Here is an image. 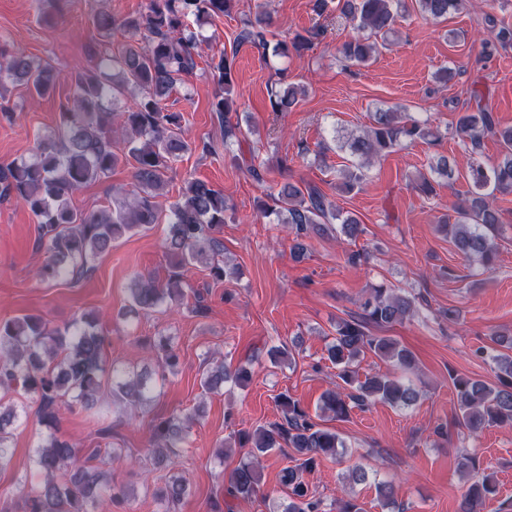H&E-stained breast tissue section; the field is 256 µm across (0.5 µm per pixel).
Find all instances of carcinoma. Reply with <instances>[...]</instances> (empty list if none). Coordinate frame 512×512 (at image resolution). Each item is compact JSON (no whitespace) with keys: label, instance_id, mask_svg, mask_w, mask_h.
<instances>
[{"label":"carcinoma","instance_id":"cac0c4a2","mask_svg":"<svg viewBox=\"0 0 512 512\" xmlns=\"http://www.w3.org/2000/svg\"><path fill=\"white\" fill-rule=\"evenodd\" d=\"M236 5L237 0H147L136 16L118 19L106 12L95 16L102 36L107 38L111 31L121 29L130 43L117 52L104 53L94 67L72 75V99L61 106L59 126L37 137L30 159L0 165V194L20 202L37 219L40 247L47 254L38 269L40 279L84 271L124 236L162 223L166 224L165 249L172 259L168 279L162 283L152 276L135 275L128 288L130 312H154L165 303L183 300V271L189 266L204 268L216 282L236 274L219 259L223 253L219 234L233 211L224 193L205 181L187 179L169 207L161 201L167 196V173L172 164L192 150L181 115L164 110L161 101L196 67L204 37L191 24L200 27L214 18L229 17ZM463 6L464 0H411L409 6L405 0H337L336 8L354 30L339 53L363 65L376 51L374 39L388 38L401 12L411 8L422 19L437 22ZM271 24L270 15L263 10L243 19L235 49L221 50L210 65L218 87L212 110L224 126V152L234 162L239 157L231 153L229 145L242 142L243 137L240 124L232 122V113L238 112L234 95L237 47L249 44L257 48L264 61L271 55L286 59L301 55L322 35L317 27L305 36L297 34L272 43L267 39ZM484 30L488 38L481 42L482 54L512 46V27L494 16L485 17ZM277 77L270 92L271 108L286 112L297 102L301 89L289 81L288 68L278 69ZM5 79L24 85L31 97L43 98L55 91L61 76L23 52L0 50V85ZM456 134L474 151L489 135L502 147L496 163L470 167L469 197L455 205L454 222L444 219L440 224L457 253L490 271L498 255L490 233L500 223L490 198L497 193L512 194V127L499 128L489 106L478 97L474 112L458 119ZM417 139L435 145L441 135L427 121L407 119L390 108L373 113L372 125L359 135L336 134V149H346L352 157L349 165L338 170L339 186L353 191L363 181L364 169L393 148ZM122 161L132 166L134 189L113 197L107 208L77 210L73 195L86 183L107 177ZM268 197L272 204L264 206L262 213L284 218V223L295 227L298 238L310 230L331 231L335 224L350 240L363 233L357 217L342 212L314 186L286 182ZM415 307L416 297L381 285L371 289L360 305L364 321H343L336 326L328 360L351 390L325 392L320 406L323 413L342 420L353 410L376 403L403 409L417 403L419 392L410 381L386 373L360 381L354 369V363L367 351L392 362L403 373L415 369L408 349L392 338L366 332L368 324L402 322ZM104 344L96 318L88 314L62 326L28 314L0 322V389H18L37 403L38 422L49 430L31 459L32 468L43 480L18 488L26 512H112L113 504L131 501L129 486L93 463L98 452L83 459L74 444L53 432L62 412H85L98 404L106 377L112 378V402L129 411L132 420L154 400L152 370L145 367L135 372L116 363L107 366L102 357ZM153 353L158 369L176 370L179 356L171 337H159ZM488 359L497 371L494 385L465 376L451 377L456 421L471 435L490 426H512V354L493 348ZM251 365L248 359L233 369L222 363L204 368L200 379L203 392L218 393L227 383L244 385L251 380ZM278 405L282 421L235 434L238 447L247 453L230 472L224 491L234 498L257 494L260 458L286 447L296 465L280 472V483L288 488L283 512H321V501L312 495L303 474L323 456H342L346 445L337 433L314 422L290 395H280ZM202 414L200 403L192 411L174 413L154 426L149 440L154 464L172 466L173 449L184 440L189 424ZM26 416L25 405L0 402V468L10 464L12 431ZM188 493L187 480L177 472L153 487V496L165 505V512H177ZM496 493L495 479L471 466V483L460 512H482L485 502Z\"/></svg>","mask_w":512,"mask_h":512}]
</instances>
